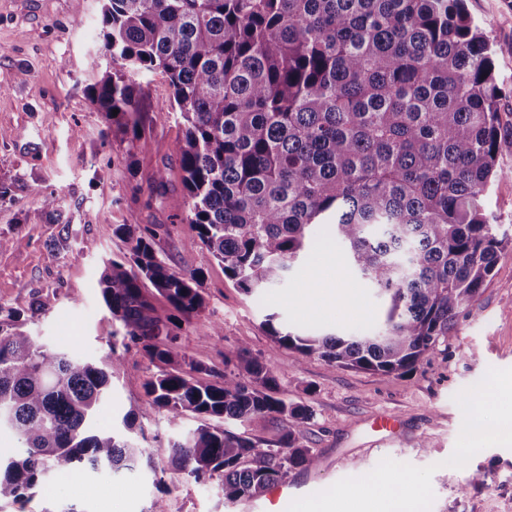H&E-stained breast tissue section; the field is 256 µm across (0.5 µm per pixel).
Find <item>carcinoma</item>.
<instances>
[{
	"label": "carcinoma",
	"instance_id": "carcinoma-1",
	"mask_svg": "<svg viewBox=\"0 0 512 512\" xmlns=\"http://www.w3.org/2000/svg\"><path fill=\"white\" fill-rule=\"evenodd\" d=\"M110 66L87 87L116 130L149 147L143 80L162 71L184 121L175 149L184 224L246 293L279 284L311 251L321 224L362 280L390 300L380 332L300 336L263 326L278 343L328 365L381 375L417 370L479 296L512 237L483 207L499 165L502 95L486 33L464 0H102ZM117 114H112V111ZM55 190L0 179V205ZM163 224H115L129 243L110 260L103 302L119 323L110 353L81 359L39 343L23 312L0 304V428L20 448L0 457V503H17L60 465L136 470L147 455L127 434L167 409L196 420L166 448L175 472L221 478L224 500L252 501L319 466L301 444L311 416L279 396L270 363L241 346L207 380L173 344L204 307L203 275L156 254ZM150 283L173 313L161 317ZM134 347L158 367L146 401L100 431L94 414ZM283 423L274 448L224 428Z\"/></svg>",
	"mask_w": 512,
	"mask_h": 512
}]
</instances>
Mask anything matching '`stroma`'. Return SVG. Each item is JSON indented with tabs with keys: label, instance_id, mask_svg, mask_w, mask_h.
Instances as JSON below:
<instances>
[{
	"label": "stroma",
	"instance_id": "35a3bbf8",
	"mask_svg": "<svg viewBox=\"0 0 512 512\" xmlns=\"http://www.w3.org/2000/svg\"><path fill=\"white\" fill-rule=\"evenodd\" d=\"M474 22L493 44L503 89L499 102L503 173L487 206L512 235V0H466ZM99 0H0V177L56 189L59 213L35 217L33 199L0 206V234L23 237L16 250L0 252V303L28 309L46 302L45 313L27 323L39 343L74 350L81 358L105 356L112 318L99 285L104 264L128 245L112 233L116 224H166L155 241L173 271H201L205 308L200 322L219 323L204 340L192 325L177 341L186 365L223 371L238 347L274 367L282 398L312 412L302 443L320 455L308 476L314 494L294 498L287 512H385L387 490L401 483L423 512H512V443L474 439L473 419H512V250L502 253L472 307L462 312L445 341L406 375L338 368L286 348L262 328L267 314L299 334L377 329L383 301L357 276L344 249L327 233L319 246L275 287L244 294L201 244L191 225L178 222L184 194L175 144L183 132L179 113L168 110L172 89L165 75L144 80L149 151L131 152L128 140L93 105L86 86L107 62L98 46ZM164 171L161 194L149 186ZM29 222H22L24 211ZM70 230L69 248L51 245ZM155 364L138 350L123 353L112 390L95 426L108 431L146 399ZM400 417L394 441L372 427L380 413ZM194 426L167 410L135 422L141 447L164 448ZM113 474L71 465L57 467L25 503L0 512H148L164 497L168 512H245L243 502L224 499L220 479L195 483L168 472L160 493L151 464ZM486 479L470 482L472 472Z\"/></svg>",
	"mask_w": 512,
	"mask_h": 512
}]
</instances>
